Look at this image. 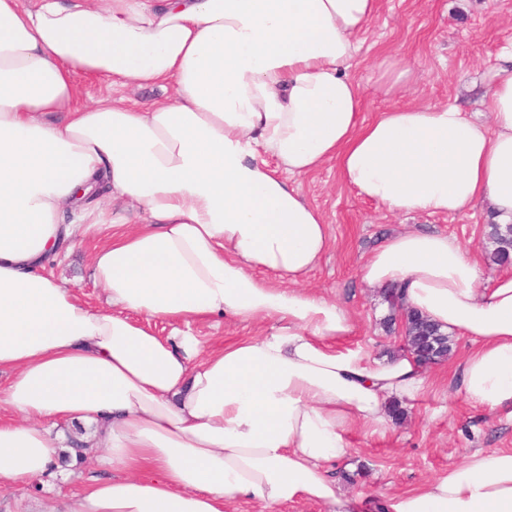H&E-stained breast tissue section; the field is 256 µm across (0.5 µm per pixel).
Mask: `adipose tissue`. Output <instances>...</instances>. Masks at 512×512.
Masks as SVG:
<instances>
[{"label": "adipose tissue", "mask_w": 512, "mask_h": 512, "mask_svg": "<svg viewBox=\"0 0 512 512\" xmlns=\"http://www.w3.org/2000/svg\"><path fill=\"white\" fill-rule=\"evenodd\" d=\"M377 0H0V484L55 472L47 422H84L109 478L79 512H366L333 469L355 427L426 387L414 355L345 347L346 309L300 287L330 246L297 177L335 164L389 212L487 206L512 223V47L482 104L361 116L347 74ZM88 74L170 88L148 106L85 101ZM140 227L125 231V203ZM109 235L92 276L108 310L45 273L71 240ZM278 275L282 286L263 280ZM405 309L469 338L460 390L512 411V270L483 285L441 233L385 238L360 268ZM140 322H133L131 314ZM215 316L276 326L218 349ZM171 324L167 338L151 325ZM385 512H512V450L474 452Z\"/></svg>", "instance_id": "1"}]
</instances>
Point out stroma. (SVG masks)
I'll return each instance as SVG.
<instances>
[{
  "label": "stroma",
  "mask_w": 512,
  "mask_h": 512,
  "mask_svg": "<svg viewBox=\"0 0 512 512\" xmlns=\"http://www.w3.org/2000/svg\"><path fill=\"white\" fill-rule=\"evenodd\" d=\"M360 49L348 70L362 99L363 118L394 105H441L455 102L468 111L480 109L487 88L486 73L496 64L500 48L512 41V0H378L377 14L358 37ZM400 61L410 73L399 83L382 78L380 63ZM306 199L324 216L330 247L304 289L342 304L355 328L347 345L368 347L384 357L404 344L401 324L385 328L391 313L382 288L365 284L360 265L381 240L401 229L436 231L483 253L489 227L485 210L476 207L453 215L402 216L364 199L341 182L334 164L300 178ZM85 239L61 258L46 264L48 272L77 289L89 305L104 307V291L95 283L92 253ZM270 321L240 323L207 320L195 331L214 348L242 337L258 336ZM464 337L452 340L448 359L426 368L428 386L406 404L405 416L386 436L355 429L349 436L352 453L344 482L350 494L374 501L422 488L445 474L475 449L512 450V417L470 404L459 390V366L472 350ZM65 480L53 488L32 481L24 488L0 486V512H74L89 476L98 466L91 458L74 459L71 449L58 451Z\"/></svg>",
  "instance_id": "obj_1"
}]
</instances>
